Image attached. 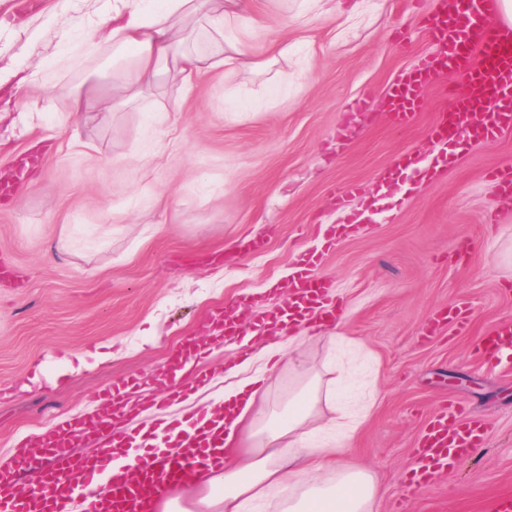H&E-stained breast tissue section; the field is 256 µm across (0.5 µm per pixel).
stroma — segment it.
Segmentation results:
<instances>
[{
  "label": "stroma",
  "instance_id": "stroma-1",
  "mask_svg": "<svg viewBox=\"0 0 512 512\" xmlns=\"http://www.w3.org/2000/svg\"><path fill=\"white\" fill-rule=\"evenodd\" d=\"M23 2L0 0V170L34 161L0 207V262L12 279L0 288V389L9 393L0 398V460L87 413L126 376L141 378L132 398L161 396L154 373L214 310L284 303L292 267L316 250L344 327L325 326L279 356L263 384L269 409L281 411L299 371L332 387L354 366L364 386L322 402L321 418L368 403L353 453L375 474L379 512H493L512 493V371L483 367L472 346L512 319V198L487 181L512 164V132L462 144L457 164L429 183L413 185L408 171L375 192L396 158L426 149L432 113L466 93L461 75L448 79L452 95L427 88L407 126L380 105L393 79L432 50L422 22L432 0H329L325 14L289 31L287 56L272 55L271 33L252 40L264 70L218 69L188 91L162 77L117 110L112 48L72 49L107 0ZM41 59L44 88L30 94L24 120L7 78ZM359 97L374 105L338 141ZM74 141L92 154H76ZM351 185L364 189L349 204L359 229L321 250L343 222L336 193ZM250 241L261 249L240 252ZM461 299L470 335L420 341L433 315ZM258 348L230 342L209 355L211 380L177 401L175 415L221 402L229 368ZM452 398L485 420L487 443L404 497L427 420Z\"/></svg>",
  "mask_w": 512,
  "mask_h": 512
}]
</instances>
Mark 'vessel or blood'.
<instances>
[{
    "mask_svg": "<svg viewBox=\"0 0 512 512\" xmlns=\"http://www.w3.org/2000/svg\"><path fill=\"white\" fill-rule=\"evenodd\" d=\"M498 13V0H438L427 15L425 31L433 51L397 77L383 98L386 111L397 124L412 123L424 107V89L452 72L466 76L472 91L454 99L450 109L434 113L428 134L436 147L431 160L422 165L414 155H404L396 159L395 169L415 166L418 180L429 181L457 163L460 142L484 144L512 131V26L499 22ZM488 181L495 194L512 197L511 166L494 169ZM317 261V256H309L295 272L286 307L257 311L243 321L221 314L216 331L181 344L156 374L167 399H180L207 380L200 365L225 338L247 332L274 334L289 321L335 317V310L326 306L329 284L313 272ZM445 327L453 335H468L469 305L460 302L436 313L420 341ZM473 353L488 366L512 363V320L486 330L475 341ZM139 384L135 376L112 383L101 390L92 412L22 442L12 467L0 468V512H157L159 498L179 487L191 488L198 473L222 465L224 429L202 413L173 421L158 434L120 432L119 424L136 413L127 396ZM486 432L485 421L471 417L462 400L442 405L416 445L417 466L406 477V486L421 489L440 472L452 470L483 446ZM90 439L96 450L77 453V446ZM43 460L49 466L41 490L21 498L20 475Z\"/></svg>",
    "mask_w": 512,
    "mask_h": 512,
    "instance_id": "vessel-or-blood-1",
    "label": "vessel or blood"
}]
</instances>
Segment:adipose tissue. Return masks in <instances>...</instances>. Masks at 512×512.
Wrapping results in <instances>:
<instances>
[{
    "label": "adipose tissue",
    "instance_id": "adipose-tissue-1",
    "mask_svg": "<svg viewBox=\"0 0 512 512\" xmlns=\"http://www.w3.org/2000/svg\"><path fill=\"white\" fill-rule=\"evenodd\" d=\"M200 20L224 38L218 63L225 71L262 68L247 41L267 24L241 0H159L155 8L146 0H113L91 23L86 44L131 50L122 84L132 95L172 68L188 89L211 68L199 54L181 48ZM261 382L256 375L225 388L224 402L234 406L236 417L225 431L232 451L223 471L200 481L192 497L163 500L161 512H243L246 503L270 497L278 498L280 512H375L376 478L348 457L355 429L350 416L337 420L335 437L314 443L320 382L307 381L283 417L270 415Z\"/></svg>",
    "mask_w": 512,
    "mask_h": 512
}]
</instances>
